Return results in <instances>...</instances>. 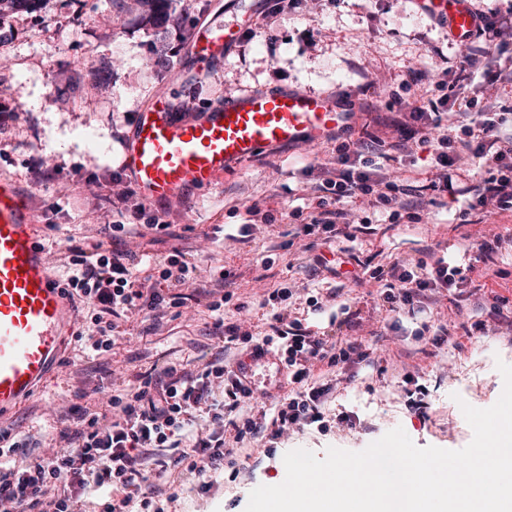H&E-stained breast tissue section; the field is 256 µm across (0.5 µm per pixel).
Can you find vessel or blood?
Segmentation results:
<instances>
[{"instance_id": "obj_1", "label": "vessel or blood", "mask_w": 512, "mask_h": 512, "mask_svg": "<svg viewBox=\"0 0 512 512\" xmlns=\"http://www.w3.org/2000/svg\"><path fill=\"white\" fill-rule=\"evenodd\" d=\"M419 10L466 40L476 23L469 0H415ZM247 15L215 14L195 31L201 67L224 58L248 26ZM325 95L252 90L192 118L165 96L139 112L123 165L145 205L210 187L262 150L317 142L351 122ZM73 308L39 244L38 226L16 186L0 179V414L13 411L46 376Z\"/></svg>"}]
</instances>
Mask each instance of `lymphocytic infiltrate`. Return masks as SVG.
Masks as SVG:
<instances>
[{
    "instance_id": "1",
    "label": "lymphocytic infiltrate",
    "mask_w": 512,
    "mask_h": 512,
    "mask_svg": "<svg viewBox=\"0 0 512 512\" xmlns=\"http://www.w3.org/2000/svg\"><path fill=\"white\" fill-rule=\"evenodd\" d=\"M479 19L465 70L481 74L490 86L512 83V71H503L498 58L490 55L482 42L487 35L502 36V27L492 13H480ZM459 100L465 108L459 113L458 135L434 136L440 114L447 111L449 102ZM390 109L401 114L397 127L406 140L432 147L440 170L435 190L470 197L471 209L484 213L512 210V133L502 132L507 123L505 113L491 105L479 106L463 84L452 90L449 98L436 102L431 111L412 107L401 98L395 99ZM372 150V143L364 140L338 147L336 174L316 185L313 212L309 222L300 227L302 235L339 236L352 223L349 203L359 197L384 209L391 223L419 221V203L403 200L396 183L371 172ZM464 155L478 159L484 173L475 184L460 187L454 169ZM124 230L121 224L106 225L104 233L113 244L93 252L74 241L67 247L71 274L65 293L88 309L85 342L92 352L111 350L117 318L143 310L161 317L165 309L180 306L179 288L195 283V266L176 250L153 259L146 277H139L137 255L114 242L116 234ZM459 274L458 266L440 259L412 267L396 263L390 270L372 271L371 276L382 284L379 297L383 305L394 312L413 308L426 293L453 290ZM297 294V289L288 285L269 292L264 303L271 306L273 314L267 336L254 337L240 323L224 327L225 336L242 344L243 354L267 349L281 363L290 390L275 405L273 419H233V412L256 400L258 393L246 387L223 358H215L190 376L174 367L158 374L145 372L123 393L110 395L100 411L77 412L74 429L65 435L66 451L38 454L32 437L0 428V512H82V498L91 491L105 495L101 512H131L135 502L145 510L149 500L134 498L150 480L143 467L145 454L173 450L172 459L156 461L163 472L173 465L192 473L218 470L230 455L224 446L225 426H232L239 440L266 433L274 445L289 432L323 423L321 406L331 387L311 382L315 367L359 363L368 353L361 343H332L328 336L291 318L289 308ZM201 416L208 419L207 430L191 436L190 448H182L183 436H189V428Z\"/></svg>"
}]
</instances>
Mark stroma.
<instances>
[{
  "mask_svg": "<svg viewBox=\"0 0 512 512\" xmlns=\"http://www.w3.org/2000/svg\"><path fill=\"white\" fill-rule=\"evenodd\" d=\"M165 8L182 19L188 36L152 28L137 0H42L39 12L14 14L0 37V107L12 114L0 123V178L24 195L59 282L70 274L63 261L68 239L90 250L103 240L105 225L134 223L136 198L119 197L130 181L122 157L137 113L156 97H171L198 114L241 92L294 88L333 97L355 121L318 143L268 149L206 190L150 206L169 230L124 235L122 246L137 254H186L198 278L184 289L183 306L158 320L145 312L120 318L112 350L100 355L69 334L45 382L0 424L42 439L44 452H55L60 431L72 424L71 407L99 409L137 373L172 365L193 373L219 353L234 363L233 352L218 348L224 334L202 295L215 288L213 274L223 267L236 275L227 321L244 320L254 336L267 335L271 310L261 301L288 282L334 295L324 312L296 310L312 330H327L339 305L358 311L346 334L365 344L370 359L346 375L323 364L315 369L316 380L334 386L324 406L328 430L290 433L270 452L262 439H248L222 469L202 477L165 475L152 501L157 512H245L254 488L283 482V457L298 448L320 457L331 447L358 452L397 427L422 448L467 446L473 431L461 403L493 406L504 387L497 364H512V335L477 328L490 320L494 299L512 311V212L488 216L471 211L468 197L434 194L429 149L412 158L390 150L397 134L396 115L388 110L397 96L429 108L442 89L413 95L403 84L407 72L444 69L456 80L466 47L418 12L413 0H304L283 14L269 13L267 0H167ZM218 12L249 14L251 32L203 72L190 34ZM372 136L383 141L376 164L398 185L421 187L420 223L392 224L375 208L370 227L353 236L323 245L299 235L291 212L304 206L320 169L335 162L338 144ZM35 158L51 174L40 184L30 170ZM254 205L272 211L276 221L246 234L242 227ZM496 234L499 247L483 255L480 245ZM330 253L344 258V270L365 272L445 257L460 265L463 279L452 293L398 314L378 306L373 280L356 284L314 271L315 255ZM416 389L429 404L423 420L407 405ZM341 414L358 417L359 425L337 426Z\"/></svg>",
  "mask_w": 512,
  "mask_h": 512,
  "instance_id": "35a3bbf8",
  "label": "stroma"
}]
</instances>
